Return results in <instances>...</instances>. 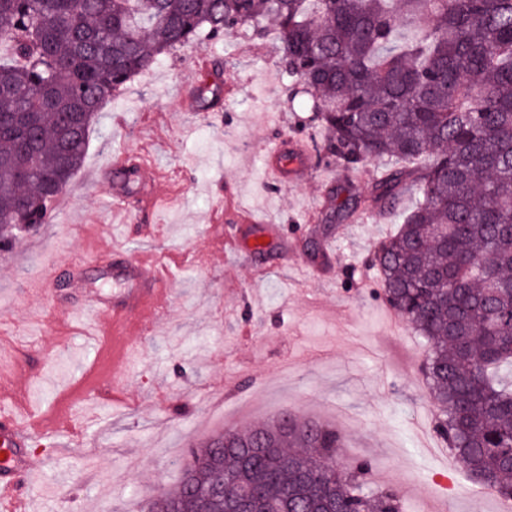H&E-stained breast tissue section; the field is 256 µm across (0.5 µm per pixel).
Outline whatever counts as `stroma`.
<instances>
[{
  "instance_id": "1",
  "label": "stroma",
  "mask_w": 512,
  "mask_h": 512,
  "mask_svg": "<svg viewBox=\"0 0 512 512\" xmlns=\"http://www.w3.org/2000/svg\"><path fill=\"white\" fill-rule=\"evenodd\" d=\"M222 70L223 104L184 112V85ZM208 69V70H209ZM268 41L245 33L160 58L98 114L81 169L53 206L54 220L0 253V410H30L66 426L34 443L25 512H141L181 477L188 448L217 432L269 423L285 412L338 426L372 485L400 489L408 512H502L455 468L448 493L433 489L445 460L422 445L433 407L411 326L394 331L375 247L397 223L365 209L345 233L322 211L341 185L366 193L375 165L352 172L312 160L281 185L265 147L281 137L320 139L292 106ZM138 170L122 200L133 224L111 219L113 187L99 173L118 158ZM175 207L148 210L156 189ZM277 225L278 243L243 250L245 215ZM152 224L154 236L140 227ZM155 251L174 272L169 314L149 334L129 333L139 355L125 402H112L111 337L85 334L94 294H112V247ZM49 277L50 295L28 287ZM71 312L63 318L56 310Z\"/></svg>"
}]
</instances>
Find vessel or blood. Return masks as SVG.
I'll list each match as a JSON object with an SVG mask.
<instances>
[{
  "mask_svg": "<svg viewBox=\"0 0 512 512\" xmlns=\"http://www.w3.org/2000/svg\"><path fill=\"white\" fill-rule=\"evenodd\" d=\"M267 164L278 183L288 184L309 167L310 155L298 141L282 138L267 149ZM115 277L122 284L111 298L95 297L92 308L105 322H111L114 339L127 331H144L167 313L171 296L169 275L157 255L142 252L114 264ZM40 418L0 417V501L8 512H19L22 501L17 481L32 475L35 462L27 448L35 434L44 432Z\"/></svg>",
  "mask_w": 512,
  "mask_h": 512,
  "instance_id": "1",
  "label": "vessel or blood"
}]
</instances>
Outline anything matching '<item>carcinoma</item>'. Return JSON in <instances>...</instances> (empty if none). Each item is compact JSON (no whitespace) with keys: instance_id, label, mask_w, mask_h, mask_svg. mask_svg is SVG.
<instances>
[{"instance_id":"obj_1","label":"carcinoma","mask_w":512,"mask_h":512,"mask_svg":"<svg viewBox=\"0 0 512 512\" xmlns=\"http://www.w3.org/2000/svg\"><path fill=\"white\" fill-rule=\"evenodd\" d=\"M235 30L274 38L317 156L377 165L385 210L414 193L374 253L385 299L421 343L437 435L512 499V0H0V245L52 222L112 96ZM342 447L291 413L227 429L146 512H224L248 489L288 512H403Z\"/></svg>"}]
</instances>
